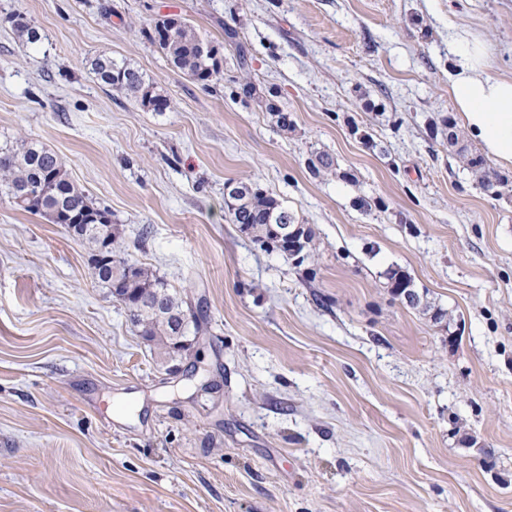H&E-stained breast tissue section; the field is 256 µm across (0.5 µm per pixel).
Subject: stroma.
<instances>
[{"label":"stroma","mask_w":512,"mask_h":512,"mask_svg":"<svg viewBox=\"0 0 512 512\" xmlns=\"http://www.w3.org/2000/svg\"><path fill=\"white\" fill-rule=\"evenodd\" d=\"M165 17L219 84L148 40ZM452 24L512 78V0H0V146L55 150L204 327L170 373L86 243L0 195V512H512V166L490 195L448 143ZM103 52L170 110L105 91ZM240 181L311 226L302 265L231 223ZM13 28L18 36L26 45L34 46L41 40L39 30L32 25L23 13H14L11 16ZM144 32L174 69L207 86L219 82L218 50L202 39L186 21L181 18L159 19ZM386 276L388 284L390 282L391 286L395 285L396 288L401 287L394 291V296L397 297L401 302H408V293H402L401 290L402 288L408 289L412 292L411 296L413 297V299L409 301L408 306L414 309H419V311H424L427 309V302H424L423 297H421L419 292L414 288V281L410 275L406 274L400 269H391L387 272Z\"/></svg>","instance_id":"obj_1"}]
</instances>
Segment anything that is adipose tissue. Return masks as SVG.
Instances as JSON below:
<instances>
[{
    "label": "adipose tissue",
    "mask_w": 512,
    "mask_h": 512,
    "mask_svg": "<svg viewBox=\"0 0 512 512\" xmlns=\"http://www.w3.org/2000/svg\"><path fill=\"white\" fill-rule=\"evenodd\" d=\"M448 90L471 137L497 162L512 164V79L491 75L484 41L469 30L453 34Z\"/></svg>",
    "instance_id": "adipose-tissue-1"
}]
</instances>
